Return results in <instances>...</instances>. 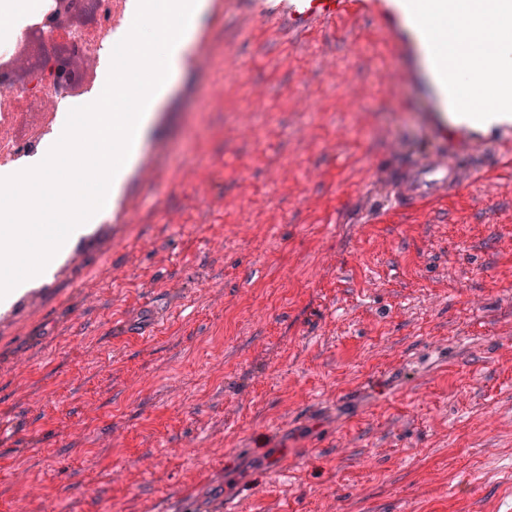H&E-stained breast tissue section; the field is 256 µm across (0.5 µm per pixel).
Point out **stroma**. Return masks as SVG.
<instances>
[{
    "label": "stroma",
    "mask_w": 512,
    "mask_h": 512,
    "mask_svg": "<svg viewBox=\"0 0 512 512\" xmlns=\"http://www.w3.org/2000/svg\"><path fill=\"white\" fill-rule=\"evenodd\" d=\"M262 2L208 7L159 182L0 307V512H512V125L449 127L465 188L392 209L426 84L373 19Z\"/></svg>",
    "instance_id": "obj_1"
}]
</instances>
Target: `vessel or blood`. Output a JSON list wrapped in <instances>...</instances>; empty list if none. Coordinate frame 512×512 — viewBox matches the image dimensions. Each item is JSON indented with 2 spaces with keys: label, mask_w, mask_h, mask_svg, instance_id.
<instances>
[{
  "label": "vessel or blood",
  "mask_w": 512,
  "mask_h": 512,
  "mask_svg": "<svg viewBox=\"0 0 512 512\" xmlns=\"http://www.w3.org/2000/svg\"><path fill=\"white\" fill-rule=\"evenodd\" d=\"M346 9L371 14L383 20L395 33L393 50L409 60L399 70L396 79L401 83L425 81L430 89L429 102L433 120L440 136L448 134V93L437 72H425L422 62L430 60L428 42L415 24L406 0H279V15L289 26L306 28L314 21H331ZM466 177L446 150L434 147L403 169L395 180L392 198L394 208L411 210L429 202L447 198L464 188Z\"/></svg>",
  "instance_id": "vessel-or-blood-1"
}]
</instances>
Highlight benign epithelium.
I'll use <instances>...</instances> for the list:
<instances>
[{
    "mask_svg": "<svg viewBox=\"0 0 512 512\" xmlns=\"http://www.w3.org/2000/svg\"><path fill=\"white\" fill-rule=\"evenodd\" d=\"M98 21L95 0H56L54 8L46 16L45 23L59 32L56 40L47 42L40 29H28L25 46L37 57L35 65L26 72L11 68L6 64L0 66V84L20 85L30 82L34 73L47 65L58 66L59 87L68 88L72 80L68 75L64 61L77 52L74 35L81 31L93 29Z\"/></svg>",
    "mask_w": 512,
    "mask_h": 512,
    "instance_id": "7a95c632",
    "label": "benign epithelium"
}]
</instances>
